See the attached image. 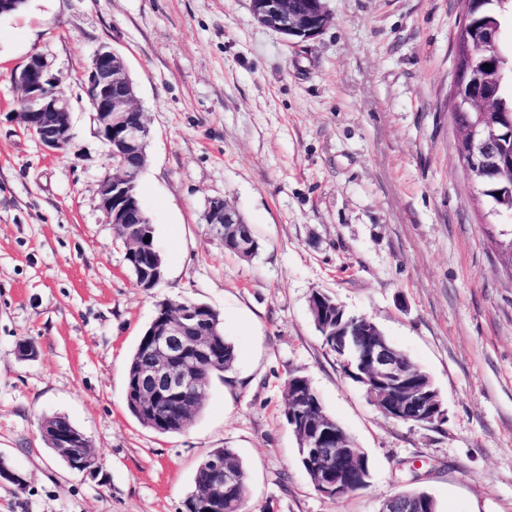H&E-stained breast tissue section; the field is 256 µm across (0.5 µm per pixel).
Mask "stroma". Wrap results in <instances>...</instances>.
Instances as JSON below:
<instances>
[{"label": "stroma", "instance_id": "35a3bbf8", "mask_svg": "<svg viewBox=\"0 0 512 512\" xmlns=\"http://www.w3.org/2000/svg\"><path fill=\"white\" fill-rule=\"evenodd\" d=\"M330 22L293 44L250 0H27L0 16V512H186L198 465L234 449L245 512H379L400 492L439 512H512V270L461 170L448 109L462 0H325ZM125 59L150 129L139 192L164 261L138 288L107 224L108 148L83 90L101 46ZM72 105L73 142L49 154L16 121L31 54ZM224 198L261 242L240 258L212 238ZM323 292L376 322L438 389L447 420L381 414L324 345ZM162 299L208 304L235 344L185 432L126 406L130 354ZM34 340L37 355L16 345ZM308 379L368 459L367 488L319 493L284 415ZM67 416L95 476L71 472L40 419Z\"/></svg>", "mask_w": 512, "mask_h": 512}]
</instances>
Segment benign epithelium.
I'll return each instance as SVG.
<instances>
[{
  "label": "benign epithelium",
  "mask_w": 512,
  "mask_h": 512,
  "mask_svg": "<svg viewBox=\"0 0 512 512\" xmlns=\"http://www.w3.org/2000/svg\"><path fill=\"white\" fill-rule=\"evenodd\" d=\"M254 18L263 26L281 34L291 42H305L316 38L328 25L330 16L325 0H310L309 9L297 8L292 0H251ZM497 30H485L475 44L476 52L484 55L496 50ZM21 90V108L16 112L23 129L37 138L44 148L59 154L71 144V111L69 99L59 84L48 73L43 56L30 55L24 67L14 75ZM467 83L476 91L467 96L464 106L471 112H491L496 103L491 68L472 67ZM86 94L91 102L98 134L108 146L111 158L135 154L140 166L129 170L113 165L115 173L104 177L100 184L101 208L107 223L111 224L127 245V253L155 251L154 242L131 235L129 224H148L149 217L142 203L131 198L140 172L147 165L145 148L149 127L144 119L133 120L129 113L137 111L130 76L124 60L108 46L101 47L93 56L86 73ZM462 149L458 160L474 187L485 174L496 175L503 183H512V166L500 159L504 143L487 135L477 123L458 129ZM205 223L210 235L220 241L232 238L242 254L254 251L250 237L241 231L244 220L239 211L222 198L208 201ZM137 284L146 290L161 281L163 270L158 258H151V266H135ZM197 315L170 299L155 304L153 318L147 327L144 341L146 362L131 379L132 395L146 408L163 398L180 400L179 415L187 422L197 411L198 400L208 390L205 363L218 352L214 336L218 335L219 320L213 319L215 310L195 307ZM355 357L360 359L365 373L374 383L369 393L378 409L387 417L403 420L409 413L417 422H442L446 412L439 393L431 387L410 380L408 367L394 346L372 334L359 339ZM293 433L300 443L305 470L315 469V485L322 492L341 490L345 478L357 487L366 484V466L358 463L353 451L343 446L340 436L308 420L290 419ZM40 432L48 447L65 460L71 470L93 475L98 471L96 458L90 449L88 437L67 424L43 421ZM210 482L203 488L200 505L218 508L224 497L236 487V474L224 467V459L213 457L207 461Z\"/></svg>",
  "instance_id": "obj_1"
}]
</instances>
